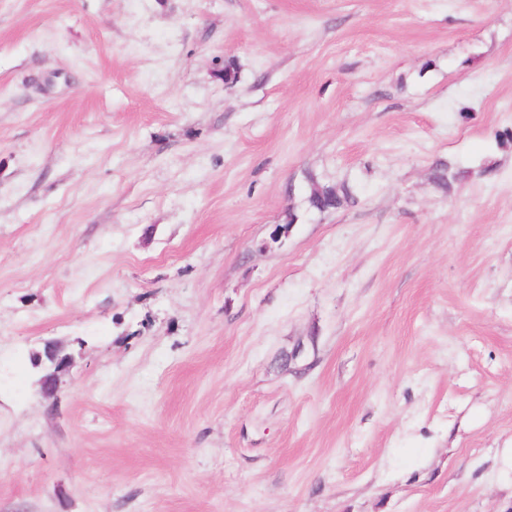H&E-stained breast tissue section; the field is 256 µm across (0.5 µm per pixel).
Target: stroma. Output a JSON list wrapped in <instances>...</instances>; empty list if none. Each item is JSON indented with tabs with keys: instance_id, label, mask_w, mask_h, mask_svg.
Segmentation results:
<instances>
[{
	"instance_id": "stroma-1",
	"label": "stroma",
	"mask_w": 512,
	"mask_h": 512,
	"mask_svg": "<svg viewBox=\"0 0 512 512\" xmlns=\"http://www.w3.org/2000/svg\"><path fill=\"white\" fill-rule=\"evenodd\" d=\"M507 128L512 0H0V512H512ZM469 177L468 171L461 170L452 162L439 161L432 172V181L443 193H450L454 187ZM307 183L308 190L305 199L310 209H315L313 205L323 197L334 199L335 206L330 210H337L344 206H354L358 202L353 187L347 182L330 184L317 179L315 175L310 173L307 176Z\"/></svg>"
}]
</instances>
